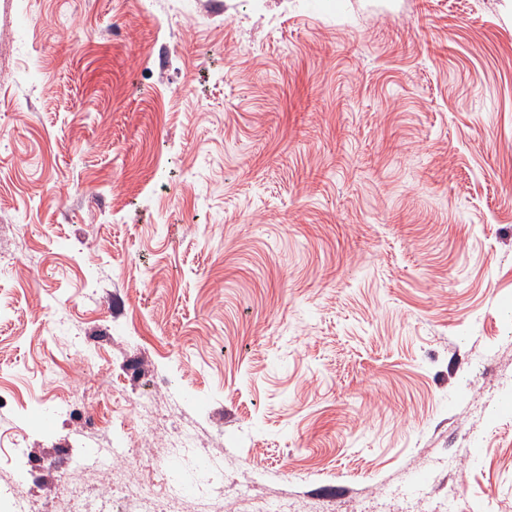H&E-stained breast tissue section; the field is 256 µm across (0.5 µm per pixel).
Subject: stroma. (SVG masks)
I'll use <instances>...</instances> for the list:
<instances>
[{"mask_svg":"<svg viewBox=\"0 0 512 512\" xmlns=\"http://www.w3.org/2000/svg\"><path fill=\"white\" fill-rule=\"evenodd\" d=\"M0 255V486L512 512V0H0ZM196 444L195 436L189 429L176 427L166 450L152 458L151 468L156 480L149 484H125L120 491L119 508H115L117 504L113 498L92 500L81 481H66L62 493L68 505L66 512H158L159 499L173 508L169 512H178L174 506L182 500L183 490L171 475V463L174 458L193 455ZM201 512H219L224 499V486L219 482L204 480L197 487Z\"/></svg>","mask_w":512,"mask_h":512,"instance_id":"1","label":"stroma"}]
</instances>
